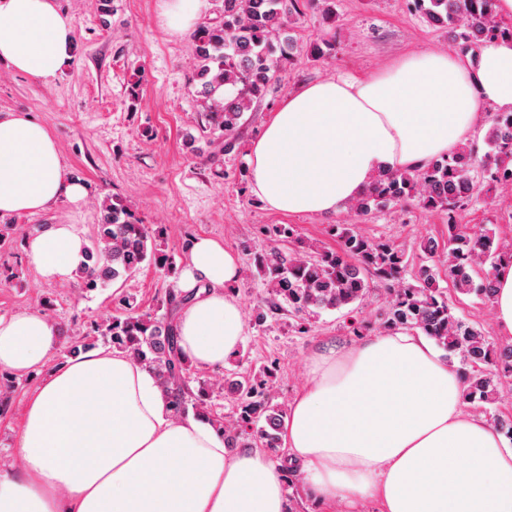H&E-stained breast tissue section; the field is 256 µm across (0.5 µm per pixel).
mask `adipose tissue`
Returning a JSON list of instances; mask_svg holds the SVG:
<instances>
[{"label":"adipose tissue","instance_id":"obj_1","mask_svg":"<svg viewBox=\"0 0 512 512\" xmlns=\"http://www.w3.org/2000/svg\"><path fill=\"white\" fill-rule=\"evenodd\" d=\"M208 0H162L174 34L195 28ZM70 19L56 0H0V63L54 80L70 57ZM512 112V37L468 56L420 52L368 75L292 90L253 143L254 193L288 215L346 210L383 171L421 167L466 143L488 112ZM86 187L48 128L0 113V216L78 202ZM48 282L72 280L87 231L49 224L25 240ZM239 256L193 239L178 286L179 346L199 367L223 365L244 336L236 299ZM60 344L40 313L0 316V368L24 375ZM28 398L22 469L0 471V512H287L281 466L252 450L229 453L205 421L174 418L155 376L127 353L68 357ZM280 438L319 500L375 498L381 512H512V442L461 406L462 382L432 340L398 330L332 348L310 363Z\"/></svg>","mask_w":512,"mask_h":512}]
</instances>
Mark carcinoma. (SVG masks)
I'll return each instance as SVG.
<instances>
[{"instance_id": "carcinoma-1", "label": "carcinoma", "mask_w": 512, "mask_h": 512, "mask_svg": "<svg viewBox=\"0 0 512 512\" xmlns=\"http://www.w3.org/2000/svg\"><path fill=\"white\" fill-rule=\"evenodd\" d=\"M331 0H222L219 18L201 25L194 33V75L201 112L199 126L219 133L216 145L230 152L243 113L265 97L277 72L293 58L290 39L281 38L285 27L306 12H319L333 20ZM412 11L434 25L454 23L466 44H480L503 34L494 12V0H407ZM224 98H215L219 89ZM486 141L491 151L477 157L476 147L466 143L422 167L378 175L349 210L356 216L395 208L415 201L430 211L448 212V239L443 244L421 240V261L415 265L389 239L361 234L353 224L333 229L340 248L329 251L283 252L271 248L253 257L246 273L257 274L267 297L258 307L256 321L284 309L303 314L313 310H340L363 301L378 285L388 297L380 313L379 328L386 332L414 330L432 339L450 355L460 357L463 399L488 416L489 424L512 441V416L490 412L512 382V344L501 346L476 325L457 315L440 287L446 275L456 292L473 294L491 302L496 292L500 262L512 259L503 250L495 230L484 228L465 234L456 217L478 196V176L494 183L512 184V112H497L490 120ZM99 223L94 225L87 264L76 279L88 291L125 281L144 265L168 275L174 260L160 248L161 225L142 224L119 203L101 202ZM22 224L0 225V246L24 240ZM189 296L175 288L166 290L162 315L143 313L132 296L114 297L126 316L105 317L92 333L109 339L112 348L129 353L151 370L166 395L173 414L188 412L207 419L230 448H264L280 460L289 475L294 465L280 448L279 431L288 414L284 404L272 403L264 376L237 379L226 375L215 386L227 390L236 412L224 421L212 412L209 393L192 392L188 364L179 350L177 313Z\"/></svg>"}]
</instances>
